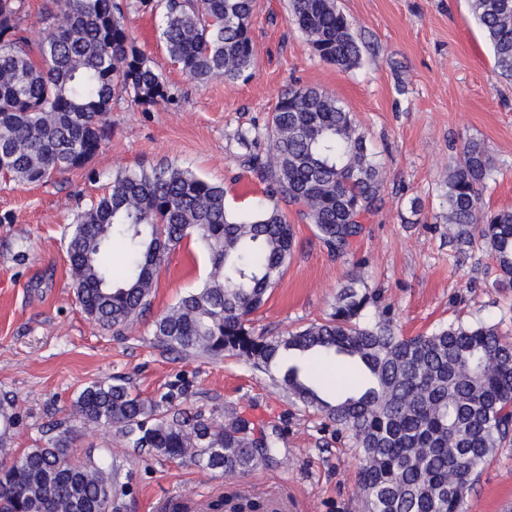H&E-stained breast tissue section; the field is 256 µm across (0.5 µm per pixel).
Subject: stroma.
<instances>
[{
	"mask_svg": "<svg viewBox=\"0 0 512 512\" xmlns=\"http://www.w3.org/2000/svg\"><path fill=\"white\" fill-rule=\"evenodd\" d=\"M363 42L360 64L341 70L321 60L289 20L288 0H256L253 67L239 79L200 84L172 63L154 16L129 10L136 45L169 86L167 102L115 98L112 136L88 165L47 185L0 183V392L16 396L26 418L12 445L31 447L42 430L70 421L77 456L109 449L131 479L127 512H158L176 497L188 512L238 491L287 503V512H362L355 494L356 448L320 414L291 403L260 372L234 357H175L153 342V321L206 278V252L184 240L162 264L146 317L115 332L78 304L64 236L78 201L101 195L112 174L171 162L224 187L229 209L247 214L263 199L257 170L245 164L267 149L266 133L288 86L331 93L350 112L386 171L383 201L347 254L336 257L296 213V243L282 280L254 315L256 333L280 335L330 313L348 276L364 280L391 307L399 333L414 336L461 320L498 325L512 339V288H490L493 262L473 248L456 262L448 243L443 184L461 140L483 141L498 169L486 207L512 208V83L493 72L489 45L470 0H336ZM420 211H412V199ZM119 379L154 398L182 390L185 405L231 408L283 428L277 466L242 480L204 475L189 463L127 448L119 435L68 418L79 392ZM464 512H512V444L481 468Z\"/></svg>",
	"mask_w": 512,
	"mask_h": 512,
	"instance_id": "obj_1",
	"label": "stroma"
}]
</instances>
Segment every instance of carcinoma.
<instances>
[{
	"label": "carcinoma",
	"mask_w": 512,
	"mask_h": 512,
	"mask_svg": "<svg viewBox=\"0 0 512 512\" xmlns=\"http://www.w3.org/2000/svg\"><path fill=\"white\" fill-rule=\"evenodd\" d=\"M159 17L170 58L198 83L236 80L253 65L255 0H136ZM292 21L325 62L355 68L361 46L336 0H289ZM494 71L512 81V0H472ZM26 0H0V174L41 185L84 168L110 136L106 115L126 93L141 105L169 99L123 23L121 0H52L46 33L29 44ZM265 156L247 163L265 181L268 204L239 216L224 187L175 164L119 170L77 211L66 254L83 312L117 332L150 311L160 264L190 237L208 252L202 285L153 322L155 343L178 355L231 356L264 373L291 401L313 410L358 449L363 512H463L479 469L512 442V341L496 325L453 321L400 335L377 295L355 280L329 316L285 336L257 335L252 316L280 282L295 246L283 201L344 254L381 200L385 171L351 112L328 92L290 86L268 129ZM496 167L468 138L448 163V243L464 254L479 242L494 261V288H512V209L486 210ZM119 244L128 264L114 275L104 254ZM343 356L351 383L329 395L309 376L310 357ZM71 416L116 431L131 448L243 478L278 461L282 429L233 409L204 413L142 399L124 384L95 381ZM0 394V512H125L129 485L103 457L78 459L73 430L57 422L32 448L11 447L22 421Z\"/></svg>",
	"instance_id": "1"
}]
</instances>
